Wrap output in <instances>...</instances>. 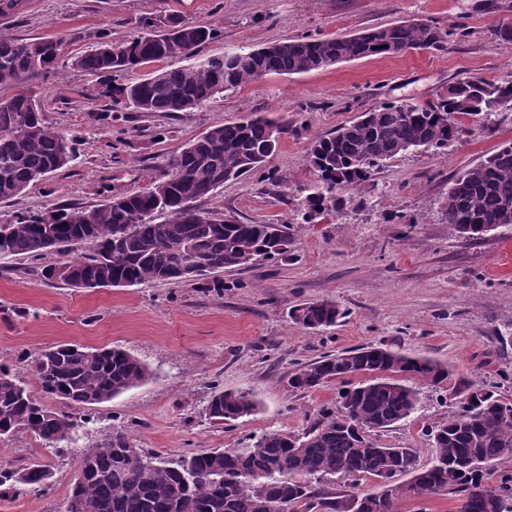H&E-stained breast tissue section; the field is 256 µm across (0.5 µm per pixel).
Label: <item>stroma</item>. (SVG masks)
<instances>
[{
	"label": "stroma",
	"instance_id": "1",
	"mask_svg": "<svg viewBox=\"0 0 512 512\" xmlns=\"http://www.w3.org/2000/svg\"><path fill=\"white\" fill-rule=\"evenodd\" d=\"M176 18L213 24L203 49L221 55L307 35H350L421 20L450 32L441 51H415L342 62L300 75H267L216 95L205 105L168 114L111 110L99 76L71 69L72 56L95 48L98 33L115 41L141 33L140 20ZM512 23V0H21L0 16V29L20 39L49 38L62 53L49 76L31 81L47 126L74 134L70 167L0 203V217L54 207L93 208L108 190L144 187L162 176L169 158L211 127L259 112L288 118L290 127L268 159L265 175L226 182L199 200L249 224H288L287 258L224 272V289L204 284L150 283L80 290L30 274L28 259L0 256V364L26 375L41 351L60 343L118 346L144 363L152 379L112 400L78 410L82 427L62 449L31 436L0 440V462H41L53 473L41 496L0 498V512H55L66 497L81 451L125 430L145 451L176 460L233 448L270 430L300 432L334 404L333 381L307 392L289 378L325 353L361 345L418 354L512 397V267L502 255L512 237H458L442 201L452 179L512 141V112L465 119L470 133L447 155L416 151L376 167L370 181L345 195L327 218L302 223L312 140L335 132L385 103H426L450 83L512 74V43L492 26ZM336 304L335 326L314 332L292 317L306 302ZM252 392L259 411L231 425L212 423L205 407L213 386ZM414 418L382 432L381 442L418 449L429 459L424 427L447 420V392L422 387Z\"/></svg>",
	"mask_w": 512,
	"mask_h": 512
}]
</instances>
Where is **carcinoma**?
<instances>
[{
  "instance_id": "cac0c4a2",
  "label": "carcinoma",
  "mask_w": 512,
  "mask_h": 512,
  "mask_svg": "<svg viewBox=\"0 0 512 512\" xmlns=\"http://www.w3.org/2000/svg\"><path fill=\"white\" fill-rule=\"evenodd\" d=\"M143 34L114 42L98 36L96 49L70 58L74 70L111 76L172 58L187 64L159 69L133 83H110L112 104L133 112H184L217 94L268 74H303L369 56L441 51L448 33L427 22H401L360 33L323 39L289 40L282 46L240 49L200 57L216 38L208 23L161 28L150 17ZM54 39L25 41L0 30V86L16 92L0 99V202L22 194L75 156V138L48 127L28 87L46 76L59 55ZM512 101V76L498 81L472 79L448 85L426 104L385 103L362 113L335 132L315 138L308 162L317 174L305 197L308 223L339 205L336 190L354 191L369 181L379 163L419 149L446 154L450 136L467 129L462 119L498 114L495 105ZM288 121L256 115L216 125L173 155L169 171L148 187L112 195L94 209L57 208L26 212L0 221V254L39 261L55 253L60 260L32 270L47 282L70 288L76 281L126 280L185 283L184 268H204L198 279L247 269L260 260L288 256L292 244L285 224H234L217 214L196 213L188 203L213 194L228 181L263 169L278 148L274 131ZM445 219L466 240L491 231L512 236V142L457 175L448 187ZM164 214L162 221L156 217ZM68 269L71 276L60 278ZM340 315L329 302L304 303L292 317L303 327L333 326ZM30 371L41 393L67 406L89 408L138 387L152 372L120 347L89 348L64 343L43 351ZM403 375L421 385L448 389L455 410L448 420L425 428L431 458L416 448H388L376 433L410 420L418 410L419 390L394 379ZM366 383H353L359 376ZM347 385L339 401L318 410L302 433L265 432L244 440L239 453L219 448L177 462L142 452L127 433L116 431L84 450L77 464L92 475L72 484L58 512H262L266 501L284 512H350L347 494L361 482L388 477L393 486L367 494L369 512H398V504L451 494L458 512H512V476H476L466 461L487 467L512 454V399L469 378H455L445 365L383 348L355 347L325 354L300 366L289 379L297 390L313 391L331 381ZM257 398L246 391L214 387L206 411L210 421L231 424L255 414ZM80 427L72 414L50 409L12 368L0 365V437L30 435L55 448L70 442ZM137 454L145 463H134ZM53 473L39 462L19 468L0 466V497L42 495ZM337 479L345 490L320 493L313 483Z\"/></svg>"
}]
</instances>
